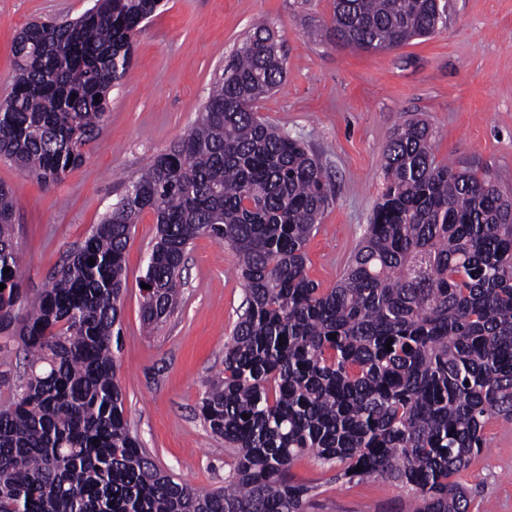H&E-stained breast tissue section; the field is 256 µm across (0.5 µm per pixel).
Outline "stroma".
<instances>
[{"label": "stroma", "instance_id": "obj_1", "mask_svg": "<svg viewBox=\"0 0 512 512\" xmlns=\"http://www.w3.org/2000/svg\"><path fill=\"white\" fill-rule=\"evenodd\" d=\"M92 0H0V100L12 89L14 37L28 23L72 19ZM332 0H162L134 38V63L109 95L104 128L84 161L54 187L0 158L17 201L13 236L21 288L33 296L77 250L130 180L197 121L225 59L256 22L277 36L287 73L258 104L260 118L304 142L333 198L310 239L307 272L332 287L383 191V150L394 128L423 118L437 161L453 160L512 192V0H452L443 28L390 51L366 53L324 31ZM157 234L152 212L131 228L121 337L114 354L131 429L153 462L196 487L222 486L231 451L199 415L244 290L231 249L201 236L169 317H143L140 281ZM460 475L471 512H512V422L484 430ZM294 478L315 485L306 512H406L408 488L377 478L345 482L309 454Z\"/></svg>", "mask_w": 512, "mask_h": 512}]
</instances>
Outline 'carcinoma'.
<instances>
[{"label": "carcinoma", "instance_id": "1", "mask_svg": "<svg viewBox=\"0 0 512 512\" xmlns=\"http://www.w3.org/2000/svg\"><path fill=\"white\" fill-rule=\"evenodd\" d=\"M160 3L94 0L75 19L22 30L0 155L45 186L83 162ZM445 22L438 0H333L326 32L378 53ZM284 76L275 35L254 25L195 126L130 182L33 299L20 288L14 193L0 185V336L28 356L0 400V512H305L314 487L290 469L309 451L338 481L408 487L410 512H470L455 476L489 423L512 421V194L437 161L429 125L404 122L384 149L369 224L336 285L320 288L306 245L329 185L315 155L256 113ZM146 210L158 224L146 320L174 310L196 238L237 257L242 314L224 375L199 403L233 450L220 488L157 469L124 415L112 344L131 227Z\"/></svg>", "mask_w": 512, "mask_h": 512}]
</instances>
